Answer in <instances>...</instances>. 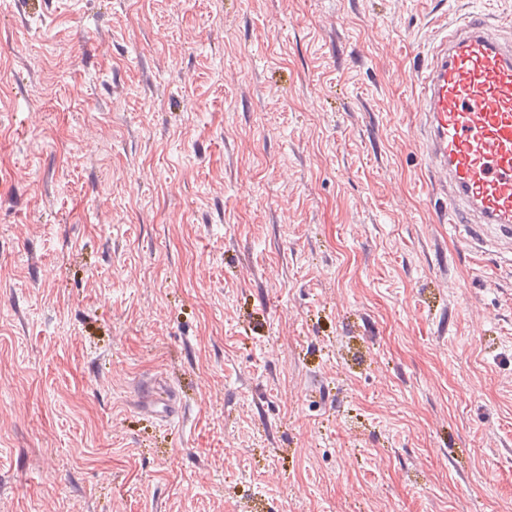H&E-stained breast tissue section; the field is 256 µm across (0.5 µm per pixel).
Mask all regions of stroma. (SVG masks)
Listing matches in <instances>:
<instances>
[{"instance_id":"obj_1","label":"stroma","mask_w":512,"mask_h":512,"mask_svg":"<svg viewBox=\"0 0 512 512\" xmlns=\"http://www.w3.org/2000/svg\"><path fill=\"white\" fill-rule=\"evenodd\" d=\"M475 9L0 0V512H512V256L414 110Z\"/></svg>"}]
</instances>
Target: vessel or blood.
<instances>
[{
	"instance_id": "vessel-or-blood-1",
	"label": "vessel or blood",
	"mask_w": 512,
	"mask_h": 512,
	"mask_svg": "<svg viewBox=\"0 0 512 512\" xmlns=\"http://www.w3.org/2000/svg\"><path fill=\"white\" fill-rule=\"evenodd\" d=\"M415 110L427 157L448 175L443 222L480 244L496 234L500 251L512 253V39L480 12L446 26Z\"/></svg>"
}]
</instances>
